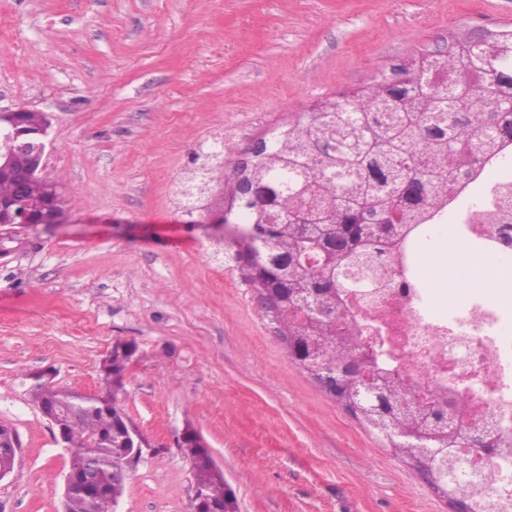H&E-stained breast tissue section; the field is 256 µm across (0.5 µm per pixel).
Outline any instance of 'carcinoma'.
<instances>
[{
  "label": "carcinoma",
  "instance_id": "obj_1",
  "mask_svg": "<svg viewBox=\"0 0 512 512\" xmlns=\"http://www.w3.org/2000/svg\"><path fill=\"white\" fill-rule=\"evenodd\" d=\"M512 29L473 30L448 37L409 58L379 69L365 86L341 92L295 114L294 119L258 138L243 158L224 161V152L203 154L224 174V223L237 228L233 262L247 274L263 316L275 324L291 361L363 427L380 433L375 412L355 407L353 385L338 368L355 365L362 337L342 306L343 289L369 285L383 271L385 250L401 232L423 223L470 166L497 153L500 133L512 122ZM317 327L343 326L348 340L328 338V363L306 364L298 338L303 313ZM126 365L112 360V395L123 388ZM396 399L416 398L443 416V399L419 394L409 384L392 390ZM35 404L71 408L68 422L78 458L90 457L112 477V491L89 498L71 494L67 512H115L128 468L123 456L133 437L126 413L112 400V411L83 393L54 385L32 393ZM391 453L440 492L445 479L458 481L453 512H474L470 496L491 479L480 457L488 441L466 432L432 443L431 457L404 453L399 437L384 439ZM184 445L195 457L202 497L190 499V512L205 505L236 512L237 501L212 471L207 451Z\"/></svg>",
  "mask_w": 512,
  "mask_h": 512
}]
</instances>
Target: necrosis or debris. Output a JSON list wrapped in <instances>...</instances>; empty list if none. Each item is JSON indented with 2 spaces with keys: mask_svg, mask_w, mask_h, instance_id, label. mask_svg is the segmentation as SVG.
I'll return each mask as SVG.
<instances>
[{
  "mask_svg": "<svg viewBox=\"0 0 512 512\" xmlns=\"http://www.w3.org/2000/svg\"><path fill=\"white\" fill-rule=\"evenodd\" d=\"M498 157L457 183L426 224L397 240L392 271L370 288L344 292L361 336L373 337L381 360L412 386L439 394L466 417H492L501 441L512 445V316L506 292L459 296L441 308L444 291L430 287L420 265L445 224L465 249L500 265L512 263V139ZM498 178H489L491 170ZM495 472L480 499L487 512H512V454L489 456Z\"/></svg>",
  "mask_w": 512,
  "mask_h": 512,
  "instance_id": "4bbe7bcc",
  "label": "necrosis or debris"
}]
</instances>
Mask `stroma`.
<instances>
[{
	"mask_svg": "<svg viewBox=\"0 0 512 512\" xmlns=\"http://www.w3.org/2000/svg\"><path fill=\"white\" fill-rule=\"evenodd\" d=\"M510 25L512 0H0V107L51 116L44 174L68 200L0 259V425L22 443L0 512H61L68 455L30 375L97 392L118 341L146 445L116 512H187V426L238 512H451L291 363L174 184L449 33Z\"/></svg>",
	"mask_w": 512,
	"mask_h": 512,
	"instance_id": "35a3bbf8",
	"label": "stroma"
}]
</instances>
